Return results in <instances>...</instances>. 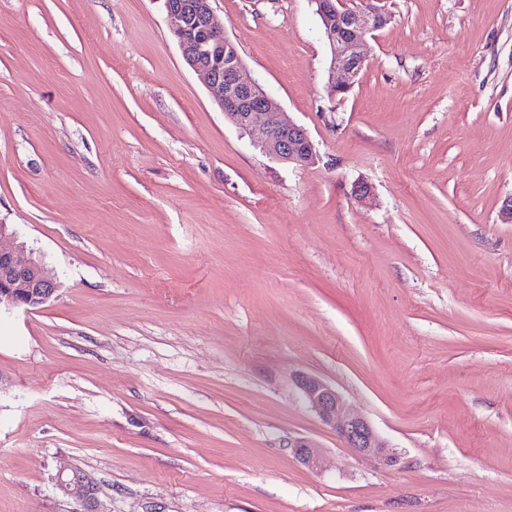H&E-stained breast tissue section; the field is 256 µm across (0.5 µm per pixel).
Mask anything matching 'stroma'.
<instances>
[{
  "mask_svg": "<svg viewBox=\"0 0 512 512\" xmlns=\"http://www.w3.org/2000/svg\"><path fill=\"white\" fill-rule=\"evenodd\" d=\"M212 7L311 163L225 119L164 0H0V224L60 283L0 313V512H71L63 466L97 512H512V0H388L336 96L314 0ZM295 383L307 406L320 421L332 428L358 455L393 466L398 455L361 415L350 412L342 396L323 378L307 372L295 376ZM295 458L309 469L317 470L322 464V450L312 439L300 438L291 443ZM61 467L56 475V486L76 505L71 512H97L89 510L94 501V484L84 473L78 470Z\"/></svg>",
  "mask_w": 512,
  "mask_h": 512,
  "instance_id": "stroma-1",
  "label": "stroma"
}]
</instances>
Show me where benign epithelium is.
Masks as SVG:
<instances>
[{"mask_svg":"<svg viewBox=\"0 0 512 512\" xmlns=\"http://www.w3.org/2000/svg\"><path fill=\"white\" fill-rule=\"evenodd\" d=\"M332 54L331 94L348 92L363 69L361 48L367 34L383 28L389 15L384 0H315ZM171 27L185 63L202 76L224 117L251 135L273 158L297 165L313 159V144L307 131L283 118L278 102L270 97L245 66L237 46L218 32L219 22L211 0H165ZM59 284L34 251L20 243L0 245V308L34 309L46 304ZM295 383L307 406L320 421L332 428L364 458L386 466L399 461L398 455L361 415L350 412L342 396L323 378L307 372L295 376ZM295 458L309 469L322 464V450L312 439L291 443ZM56 486L71 498V512H91L94 484L84 473L62 467Z\"/></svg>","mask_w":512,"mask_h":512,"instance_id":"7a95c632","label":"benign epithelium"}]
</instances>
